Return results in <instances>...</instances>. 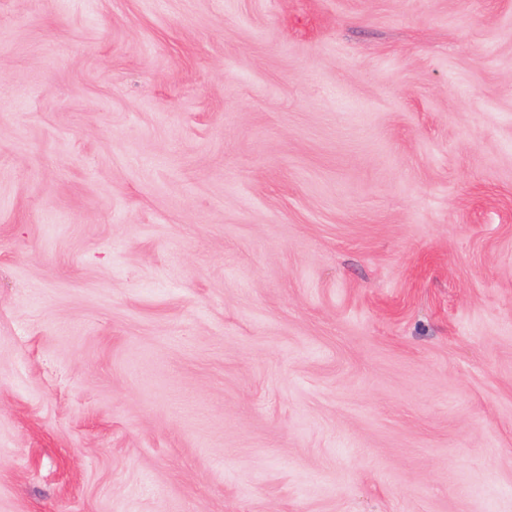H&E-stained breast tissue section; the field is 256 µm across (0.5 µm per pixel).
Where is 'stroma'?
Segmentation results:
<instances>
[{"mask_svg":"<svg viewBox=\"0 0 512 512\" xmlns=\"http://www.w3.org/2000/svg\"><path fill=\"white\" fill-rule=\"evenodd\" d=\"M0 512H512V0H0Z\"/></svg>","mask_w":512,"mask_h":512,"instance_id":"obj_1","label":"stroma"}]
</instances>
